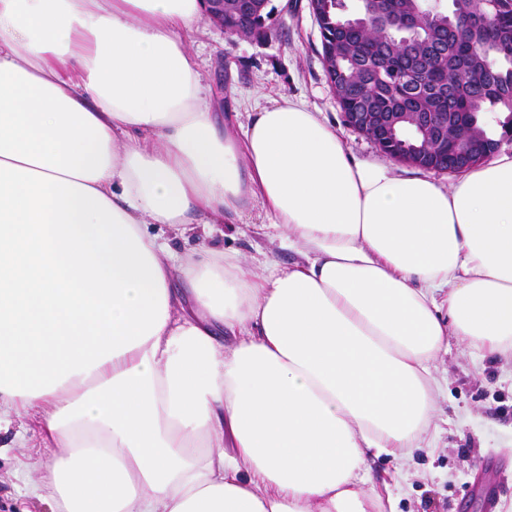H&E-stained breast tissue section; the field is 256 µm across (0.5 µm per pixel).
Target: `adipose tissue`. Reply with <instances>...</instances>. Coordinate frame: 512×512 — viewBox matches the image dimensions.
<instances>
[{
    "instance_id": "1",
    "label": "adipose tissue",
    "mask_w": 512,
    "mask_h": 512,
    "mask_svg": "<svg viewBox=\"0 0 512 512\" xmlns=\"http://www.w3.org/2000/svg\"><path fill=\"white\" fill-rule=\"evenodd\" d=\"M201 0H0V425L50 512H382L449 338L512 355V155L449 186L347 154L295 97L243 131ZM260 201L301 263L166 254L148 225ZM445 301H438V293ZM233 342H225V334Z\"/></svg>"
}]
</instances>
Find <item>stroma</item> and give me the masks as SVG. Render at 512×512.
<instances>
[{
	"label": "stroma",
	"mask_w": 512,
	"mask_h": 512,
	"mask_svg": "<svg viewBox=\"0 0 512 512\" xmlns=\"http://www.w3.org/2000/svg\"><path fill=\"white\" fill-rule=\"evenodd\" d=\"M266 36L230 38L210 21L189 37L211 102L225 124H247L257 104L279 96H299L335 127L352 156L384 160L366 136L348 126L331 92L319 55L320 34L309 0H270ZM265 212L252 202L242 217L202 232L178 233L167 225L148 230L168 239L182 254L202 246L238 253L264 272L265 262L281 266L301 262L298 249L266 235ZM438 383L430 424L411 454L369 455L366 485L388 490L394 512H512V358L480 356L465 344L449 342L431 365ZM27 449L0 454V512H47L45 505L19 493L15 471L24 453L50 456L37 419L23 420Z\"/></svg>",
	"instance_id": "obj_1"
}]
</instances>
